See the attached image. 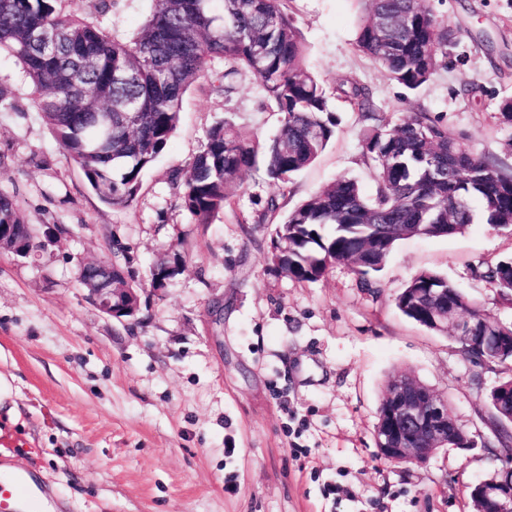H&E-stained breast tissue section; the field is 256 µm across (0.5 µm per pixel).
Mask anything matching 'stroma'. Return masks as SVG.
<instances>
[{
    "label": "stroma",
    "instance_id": "35a3bbf8",
    "mask_svg": "<svg viewBox=\"0 0 512 512\" xmlns=\"http://www.w3.org/2000/svg\"><path fill=\"white\" fill-rule=\"evenodd\" d=\"M429 4L458 38L414 93L356 52V0L287 7L327 93L357 78L383 124L423 110L473 152L512 166V127L499 120L512 98V0ZM222 71L186 93L165 152L121 208L91 190L37 112L16 59L0 55V191L28 223L74 232L40 257L0 253V375L13 386L0 402V434L19 440L16 466L54 512H472L471 487L500 465L487 397L512 365L475 376L451 337L405 317L395 298L434 271L512 323V304L484 277L512 255V234L478 220L454 237L401 240L376 294L343 264L315 283L272 272L271 233L299 201L341 176L374 197L366 124L339 110L331 143L286 187L255 166L230 208L194 223L172 170L192 161L219 121L259 142L281 124L251 73L234 77L227 94ZM116 240L143 276L158 260L185 258L132 327L89 304L77 282L78 262L108 254ZM401 373L447 399L475 448H442L422 465L378 456L377 409Z\"/></svg>",
    "mask_w": 512,
    "mask_h": 512
}]
</instances>
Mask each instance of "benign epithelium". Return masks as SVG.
<instances>
[{"instance_id": "obj_1", "label": "benign epithelium", "mask_w": 512, "mask_h": 512, "mask_svg": "<svg viewBox=\"0 0 512 512\" xmlns=\"http://www.w3.org/2000/svg\"><path fill=\"white\" fill-rule=\"evenodd\" d=\"M85 299L102 314L123 323L136 321L141 306L137 288H87ZM456 343L480 348L498 361L512 356L502 348L498 337L490 335L489 325L478 317H467L453 327ZM490 396L499 410L512 408V390L495 386ZM375 427L378 453L400 464H424L435 452L448 446V438H467L464 427L448 411V402L431 387L407 373L392 380L390 392L380 402ZM501 465L494 474L475 485L471 496L488 502L490 512H512V459L500 456Z\"/></svg>"}]
</instances>
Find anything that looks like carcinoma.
<instances>
[{
    "label": "carcinoma",
    "mask_w": 512,
    "mask_h": 512,
    "mask_svg": "<svg viewBox=\"0 0 512 512\" xmlns=\"http://www.w3.org/2000/svg\"><path fill=\"white\" fill-rule=\"evenodd\" d=\"M62 0H0V52L22 67L43 121L62 152L83 171L100 199L127 207L142 178L177 129L183 96L217 63L224 65V92L231 78L252 73L263 95L281 114L277 133L260 144L227 121L208 132L187 171L172 184L180 206L197 224H208L231 206L243 172L260 162L276 185L287 184L325 150L339 125L326 90L306 64L300 31L284 10L286 0H152L153 8L133 36L107 30L112 0H98L92 21L66 15ZM362 4L355 50L408 91L427 84L447 54L455 32L427 0H357ZM63 32L55 49L38 43L42 32ZM338 98L371 122L363 152L378 173V189L366 198L356 181L339 177L296 206L275 225L271 268L299 282L322 280L342 263L377 287L397 241L424 235L453 237L475 221L472 203L486 223L512 229V172L468 150L431 113H408L392 127L380 123L368 86L344 79ZM54 235L34 238L15 199L0 192V248L23 256L46 250ZM185 263L181 255L156 264L151 278L137 279L125 246L112 260L82 270L86 288H166ZM483 277L512 301V258L491 265ZM438 288L443 294L426 295ZM408 319L425 326L428 309L465 312L491 322L481 305L446 277L415 275L395 299ZM494 438L512 446V421L492 409Z\"/></svg>",
    "instance_id": "1"
}]
</instances>
